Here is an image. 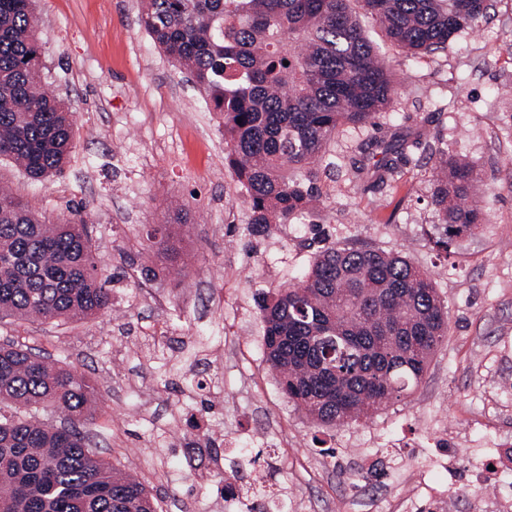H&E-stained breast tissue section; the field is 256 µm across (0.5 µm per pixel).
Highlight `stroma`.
<instances>
[{"label":"stroma","mask_w":512,"mask_h":512,"mask_svg":"<svg viewBox=\"0 0 512 512\" xmlns=\"http://www.w3.org/2000/svg\"><path fill=\"white\" fill-rule=\"evenodd\" d=\"M45 77L74 114L63 178L0 182L53 224L89 221L112 306L60 323L0 319V342L34 349L97 391L80 424L99 457L140 481L156 512H240L228 487L278 512H484L512 470L488 467L512 440V0L445 49L409 57L371 18L361 25L398 89L376 125L345 126L326 147L321 197L257 236L225 162L218 113L139 22V0H36ZM392 129L413 148L381 188L358 180L360 143ZM481 169V222L449 249L435 241L441 154ZM168 233L177 264L148 234ZM398 252L426 271L448 308V337L413 393L359 422L315 425L266 361L260 302L300 280L323 243ZM212 403L214 412L201 409Z\"/></svg>","instance_id":"35a3bbf8"}]
</instances>
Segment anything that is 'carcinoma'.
Returning a JSON list of instances; mask_svg holds the SVG:
<instances>
[{"mask_svg":"<svg viewBox=\"0 0 512 512\" xmlns=\"http://www.w3.org/2000/svg\"><path fill=\"white\" fill-rule=\"evenodd\" d=\"M35 0H0V157L33 181L59 178L74 144L72 113L50 91ZM405 52L428 54L485 16L484 0H144L139 20L224 120L233 177L251 224L268 233L307 214L317 164L337 129L374 125L396 94L390 67L355 7ZM289 65H284L283 61ZM408 140L387 132L358 152L391 184V156ZM473 166L440 156L434 185L443 237L470 234ZM83 218L47 224L0 189V314L70 319L110 308ZM266 361L288 399L321 426L348 424L406 398L448 335L430 276L367 245L318 250L300 282L262 299ZM43 405L57 425L21 414ZM95 389L13 343L0 345V508L4 512H155L144 486L100 458L75 422L94 417Z\"/></svg>","mask_w":512,"mask_h":512,"instance_id":"obj_1","label":"carcinoma"}]
</instances>
